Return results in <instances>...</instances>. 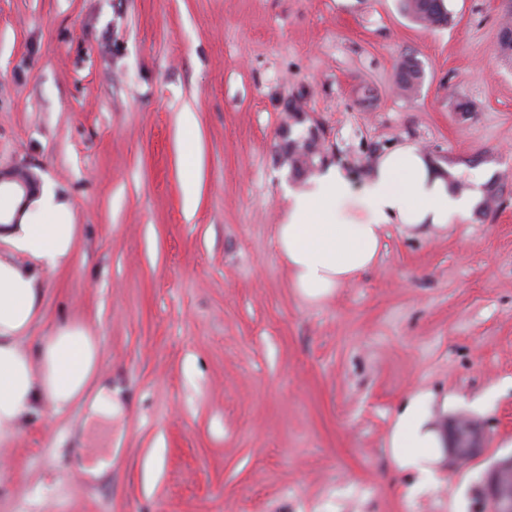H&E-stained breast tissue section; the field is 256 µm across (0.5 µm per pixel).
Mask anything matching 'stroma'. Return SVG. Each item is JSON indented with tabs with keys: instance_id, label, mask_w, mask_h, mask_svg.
<instances>
[{
	"instance_id": "obj_1",
	"label": "stroma",
	"mask_w": 512,
	"mask_h": 512,
	"mask_svg": "<svg viewBox=\"0 0 512 512\" xmlns=\"http://www.w3.org/2000/svg\"><path fill=\"white\" fill-rule=\"evenodd\" d=\"M447 4L424 27L398 0H0V171L26 166L77 229L27 346L82 321L119 403L96 430L39 404L0 447V512H490L484 472L512 453V0ZM405 142L491 170L480 208L388 227L373 267L304 299L275 243L283 185L330 164L362 185ZM417 393L437 427L488 436L455 469L436 449L429 484L388 446ZM105 449L85 480L76 460ZM422 72L412 58H404L397 67L396 82L405 92H411L419 85ZM182 147L187 199L191 200L194 192V163L196 156L195 119L191 112H185L182 116ZM77 467L88 480H97L112 469V452L100 453L90 458H81Z\"/></svg>"
}]
</instances>
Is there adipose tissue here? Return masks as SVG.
Instances as JSON below:
<instances>
[{"instance_id": "obj_1", "label": "adipose tissue", "mask_w": 512, "mask_h": 512, "mask_svg": "<svg viewBox=\"0 0 512 512\" xmlns=\"http://www.w3.org/2000/svg\"><path fill=\"white\" fill-rule=\"evenodd\" d=\"M488 178L485 169L470 170V190L459 191L456 173H444L417 146L402 144L376 162L361 187L333 165L301 187H286L288 208L275 241L292 288L313 301L331 296L375 264L387 226L448 228L471 215ZM69 216L68 201L44 187L17 223L0 226V241L8 245L0 250V447L15 440L21 421L42 401L57 411L82 403L90 424L112 417V385L99 374V344L86 325L67 321L36 350L25 345L43 297L38 270L55 271L71 259L76 227ZM20 254L28 265L17 262ZM389 445L406 449V465L443 447L421 398L400 415Z\"/></svg>"}]
</instances>
